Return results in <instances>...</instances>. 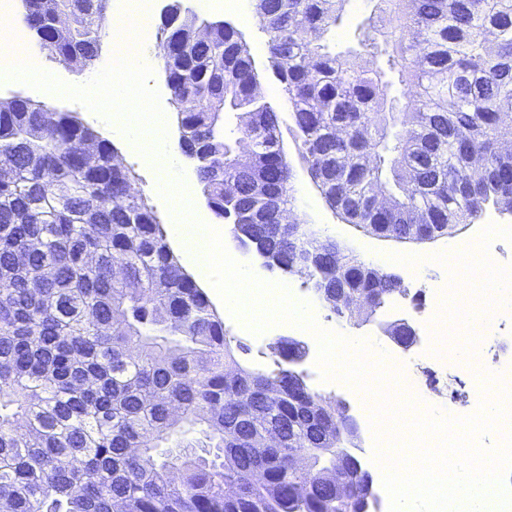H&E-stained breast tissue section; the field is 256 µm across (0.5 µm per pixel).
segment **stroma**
<instances>
[{
    "label": "stroma",
    "mask_w": 512,
    "mask_h": 512,
    "mask_svg": "<svg viewBox=\"0 0 512 512\" xmlns=\"http://www.w3.org/2000/svg\"><path fill=\"white\" fill-rule=\"evenodd\" d=\"M376 5V0H348L343 21L337 27L332 41L336 51H344L355 44L361 26L367 23L370 17L376 16ZM207 17L211 20L225 21L242 33L257 68L261 70L259 87L263 99L278 112H286L287 105L279 83L264 69L268 57L267 37L253 14L242 16L219 6L210 10ZM159 24L160 17L156 14L146 21L129 17L127 23L121 24L119 34L103 37L98 56L88 68L80 70L46 54L41 57V67L65 83L85 84L109 63L124 43L139 40L142 30L157 32ZM16 97L44 104L54 112L72 113L84 125L93 129L102 138L108 139L118 155L123 158L125 165L133 171L135 189L148 198L160 224L169 225V206L160 194L159 181L153 168L130 148L125 139L107 129L95 112L81 102L34 89L16 80L1 81L0 100L6 101ZM283 142L292 167L294 217L313 224L323 240L336 243L346 253L368 263L379 253L411 254L415 257L412 265L388 266V273L400 278L402 292L395 295L389 306L378 310L368 321L358 325L346 322L329 306L324 305L319 311L320 322L344 328L350 336L359 340H370L376 348L403 358L418 357L428 346L430 339H437L447 351L451 362L446 366L433 363L421 366L415 386L423 394L426 406L439 408L449 415L465 416L468 415L471 406L479 404L481 398H495L499 392V380H488L486 370L477 366L471 358L475 346L468 339L466 323L473 311L472 305L458 298L455 299L453 308H439L437 292L449 275V242H464L482 237L497 224L512 225V212L502 207H488L480 219L458 226L456 232L448 239L439 237L417 243L378 237L344 223L314 185L305 163L299 156L298 145L293 135L284 133ZM197 213L201 221L217 224L228 253L243 257L256 276L274 281L282 280L283 275L280 271L263 268L254 253L233 239L229 225L217 223L215 215L201 198ZM208 297L215 309L222 311L227 335L234 337L242 346L241 351L237 353L240 363L256 371L274 370L279 359V343L292 337V330L286 328L278 331L269 330L259 336L249 335L241 319L225 312L224 303L216 292H209ZM481 308L485 319L496 326L495 339L486 338L480 344L488 350V362L512 365V307L496 304L494 295L489 294L485 296ZM399 317L407 318L417 331L416 344L407 350L399 347L382 330L383 324ZM295 370L303 376L311 391L346 403L350 415L358 421L359 440L354 454L358 460H365L372 446V439L366 422L362 420L356 397L343 383L339 382L333 386L322 384L307 365L297 364Z\"/></svg>",
    "instance_id": "35a3bbf8"
}]
</instances>
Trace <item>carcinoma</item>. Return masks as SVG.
<instances>
[{"mask_svg":"<svg viewBox=\"0 0 512 512\" xmlns=\"http://www.w3.org/2000/svg\"><path fill=\"white\" fill-rule=\"evenodd\" d=\"M49 55L85 67L112 28L106 0H25ZM347 0H251L269 62L321 195L342 220L406 239L445 236L512 200V0H379L377 37L338 52ZM170 0L156 56L216 217L245 245L290 211L282 117L257 91L238 30ZM69 112L0 101V505L5 512H361L303 487L336 472V402L283 365L242 366L241 345L185 272L134 174ZM483 157L482 168L471 156ZM231 181L236 192H226ZM308 224L279 243L322 252ZM335 278L398 288L336 249ZM280 448H260L266 434ZM308 463L299 468L295 456Z\"/></svg>","mask_w":512,"mask_h":512,"instance_id":"1","label":"carcinoma"}]
</instances>
